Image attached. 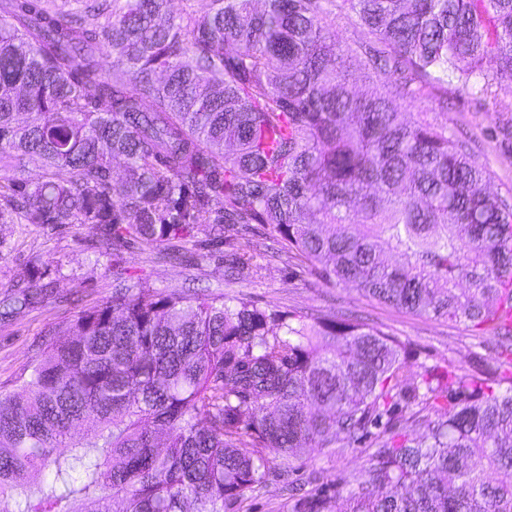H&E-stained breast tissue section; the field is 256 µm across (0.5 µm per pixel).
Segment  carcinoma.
Masks as SVG:
<instances>
[{"mask_svg":"<svg viewBox=\"0 0 512 512\" xmlns=\"http://www.w3.org/2000/svg\"><path fill=\"white\" fill-rule=\"evenodd\" d=\"M195 2L0 0V166L69 174L13 181L0 223L96 230L116 282L0 393V512H228L271 458L364 438L291 512H512V202L402 108L511 80L512 0ZM259 226L328 284L492 337L497 368L417 374L368 324L127 278L131 243L204 230L231 282ZM50 286L1 291L0 319Z\"/></svg>","mask_w":512,"mask_h":512,"instance_id":"carcinoma-1","label":"carcinoma"}]
</instances>
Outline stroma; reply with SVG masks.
Here are the masks:
<instances>
[{
  "label": "stroma",
  "instance_id": "stroma-1",
  "mask_svg": "<svg viewBox=\"0 0 512 512\" xmlns=\"http://www.w3.org/2000/svg\"><path fill=\"white\" fill-rule=\"evenodd\" d=\"M501 103L506 106L502 112L497 109ZM403 106L411 117L447 126L450 134L467 141L476 161L491 172L489 191L512 195V135L501 130L502 125L512 124V87L507 82H499L491 96L482 98L449 90L444 109L430 97L407 100ZM237 244L251 260L230 284L224 281L222 257L188 266L170 258L163 246L135 244L125 254L126 268L133 280L161 291L221 294L314 317L331 314L368 322L397 337L404 357L416 370L440 365L483 376L496 366L493 340L478 336L464 324L401 311L353 288L328 284L306 264L273 253L270 234L249 235ZM99 248L92 230L80 224L56 229L0 224V287L30 285L36 264L47 267L54 281V294L47 302L0 322L1 389L11 390L13 381L40 354L50 327L111 300L112 270L99 256ZM364 461L360 448L339 456L325 448H309L290 462L274 459L267 482L247 491L233 512H291L286 480L301 484L316 472L323 480L342 483Z\"/></svg>",
  "mask_w": 512,
  "mask_h": 512
}]
</instances>
